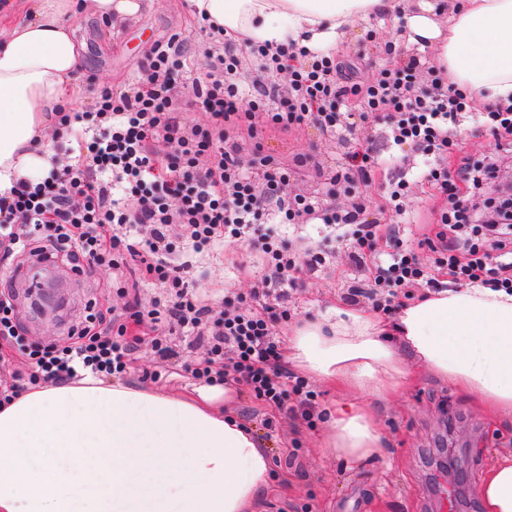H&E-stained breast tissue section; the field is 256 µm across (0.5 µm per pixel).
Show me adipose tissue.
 <instances>
[{
	"mask_svg": "<svg viewBox=\"0 0 512 512\" xmlns=\"http://www.w3.org/2000/svg\"><path fill=\"white\" fill-rule=\"evenodd\" d=\"M227 37L276 48L342 41L353 23L393 14L397 0H186ZM140 0H17L0 15V196L47 175L59 110L76 100L85 15L136 14ZM435 7L405 16L400 37L435 45V62L475 100L512 98V0H463L447 24ZM304 373L380 398L423 368L512 415V292L480 286L407 303L394 322L363 309L289 328ZM234 388L159 394L113 378L32 386L0 408V512H252L271 456L227 414ZM375 408L341 400L328 412L325 454L359 461L381 448ZM484 512H512V456L477 489Z\"/></svg>",
	"mask_w": 512,
	"mask_h": 512,
	"instance_id": "obj_1",
	"label": "adipose tissue"
}]
</instances>
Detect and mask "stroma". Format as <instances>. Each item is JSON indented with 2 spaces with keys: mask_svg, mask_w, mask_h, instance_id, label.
<instances>
[{
  "mask_svg": "<svg viewBox=\"0 0 512 512\" xmlns=\"http://www.w3.org/2000/svg\"><path fill=\"white\" fill-rule=\"evenodd\" d=\"M372 41H365L366 31ZM181 34L183 45L193 48L201 35L186 0H144L136 15L109 23L87 16L81 37L85 43L84 77L80 83L76 111L91 110L98 85L111 84L121 90L141 66L156 42ZM433 47L404 46L391 17L376 16L356 23L336 49L346 72L371 78L375 65L389 58L416 56L429 63ZM372 142L385 164V178H422L423 162L402 168L396 159L397 147L388 144L381 131L354 130L350 138L321 134L310 124L289 135L271 132L266 149L277 154L292 175L294 193L320 194L330 167L337 163L349 143ZM376 179L373 194H381L384 180ZM313 246L332 252L330 268L318 272L293 297L302 318L325 314L328 307L343 301V256L335 252L329 228L321 221L307 224L302 231ZM245 250L217 245L188 258L185 277L193 288L211 289L213 301L225 291L248 293L253 281L239 276L235 265L248 261ZM43 276L57 292L55 305L29 287L32 275ZM8 287L18 299L22 333L29 341L42 345H63L72 325L83 319L91 301L122 308L125 297L112 289L110 271L75 273L65 261L39 262L28 255L16 254L0 262V287ZM170 343L177 356L164 359L150 343H143L135 354L129 382L155 388L159 392L189 390L198 381L190 365L203 361L205 347L187 349V339L173 333ZM160 373L159 382H151L150 373ZM381 423L382 451L374 458L352 464L323 453L321 427H308L300 419L278 417L274 433L261 424L264 409L248 394H241L236 413L252 427L272 457V472L266 495L255 512H437L439 494L448 486L447 473L431 467L438 439H446L447 454L456 464V475L467 489L457 503L458 512H483L477 486L482 476L505 454H512V418L492 417L482 412L473 397L424 370H416L397 395L376 400Z\"/></svg>",
  "mask_w": 512,
  "mask_h": 512,
  "instance_id": "obj_1",
  "label": "stroma"
}]
</instances>
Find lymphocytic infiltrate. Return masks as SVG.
<instances>
[{"instance_id":"lymphocytic-infiltrate-1","label":"lymphocytic infiltrate","mask_w":512,"mask_h":512,"mask_svg":"<svg viewBox=\"0 0 512 512\" xmlns=\"http://www.w3.org/2000/svg\"><path fill=\"white\" fill-rule=\"evenodd\" d=\"M202 29V75H192L179 36L156 44L124 89L99 86L92 111L63 113L61 134L77 143L74 163L52 166L38 182H19L10 197H0V258L20 251L41 260L64 258L79 272L104 266L112 271L113 288L128 298L119 310L89 308L69 343L50 347L24 340L14 296L0 290V341L29 369L0 381V405L26 383L65 382L83 371L125 375L146 341L161 356H173L168 338L182 329L209 351L193 368L194 378L245 386L272 411L266 429H274L277 412L313 421L319 395L304 377L283 370L279 327L298 320L289 295L328 267V254L271 236L264 224L272 214L284 224L318 219L333 227L349 266L363 274L349 281L347 299L386 316L413 300L418 288L512 290V199L499 203V227L473 223L466 207L472 190L493 179V156L449 165L458 128L470 113L497 150L512 152L511 103L475 108L443 69H428L426 81H419L420 61L413 56L361 80L344 74L330 53L292 41L272 51L234 42L214 23ZM190 105L201 117L188 125L180 114ZM306 122L328 135L380 125L403 161L427 157L423 180L444 201L434 236L414 243L394 224L412 193L407 180L372 196L381 162L368 143L345 152L329 178L330 189L348 194L346 208L289 194L288 170L263 141L268 129ZM243 133L254 142L247 162ZM161 141L168 150H157ZM220 241L258 258L264 275L251 297L227 294L216 313L189 289L178 257ZM424 249L430 259L421 258ZM145 284L160 290L148 308L136 298Z\"/></svg>"}]
</instances>
